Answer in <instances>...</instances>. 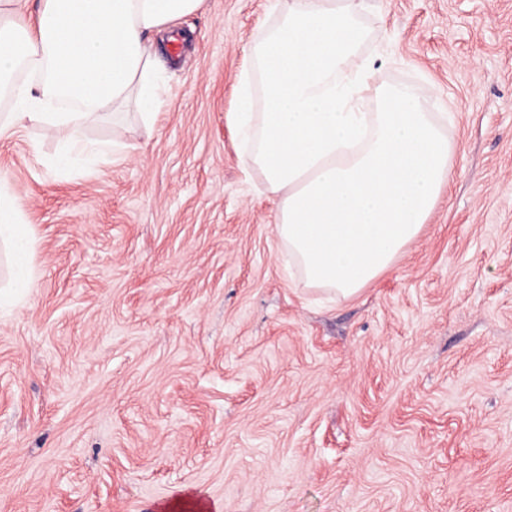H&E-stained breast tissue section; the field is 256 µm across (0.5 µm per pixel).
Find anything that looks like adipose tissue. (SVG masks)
I'll list each match as a JSON object with an SVG mask.
<instances>
[{
	"label": "adipose tissue",
	"mask_w": 512,
	"mask_h": 512,
	"mask_svg": "<svg viewBox=\"0 0 512 512\" xmlns=\"http://www.w3.org/2000/svg\"><path fill=\"white\" fill-rule=\"evenodd\" d=\"M202 0H38L23 14L17 0H0V96L12 111L0 114V140L25 124L52 129L57 168L75 152L112 154L110 142L88 141V127L135 108L152 125L162 106L163 64L151 35L195 13ZM12 260L10 293L0 305L20 302L35 283L33 242L19 197L0 175V244Z\"/></svg>",
	"instance_id": "ef3b65f1"
}]
</instances>
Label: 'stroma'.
Returning a JSON list of instances; mask_svg holds the SVG:
<instances>
[{
  "label": "stroma",
  "instance_id": "stroma-1",
  "mask_svg": "<svg viewBox=\"0 0 512 512\" xmlns=\"http://www.w3.org/2000/svg\"><path fill=\"white\" fill-rule=\"evenodd\" d=\"M376 62L456 149L419 237L356 296L289 268L225 115L278 0L155 34L168 102L107 158L0 141L37 278L0 313V512H512V0H358Z\"/></svg>",
  "mask_w": 512,
  "mask_h": 512
}]
</instances>
